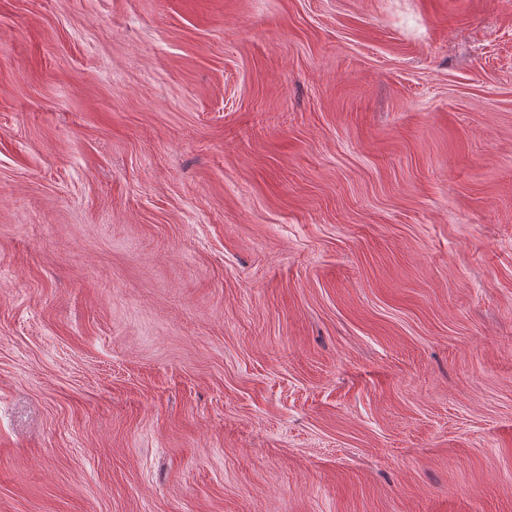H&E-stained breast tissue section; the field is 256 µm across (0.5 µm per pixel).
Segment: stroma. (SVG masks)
<instances>
[{
  "mask_svg": "<svg viewBox=\"0 0 512 512\" xmlns=\"http://www.w3.org/2000/svg\"><path fill=\"white\" fill-rule=\"evenodd\" d=\"M0 512H512V0H0Z\"/></svg>",
  "mask_w": 512,
  "mask_h": 512,
  "instance_id": "1",
  "label": "stroma"
}]
</instances>
